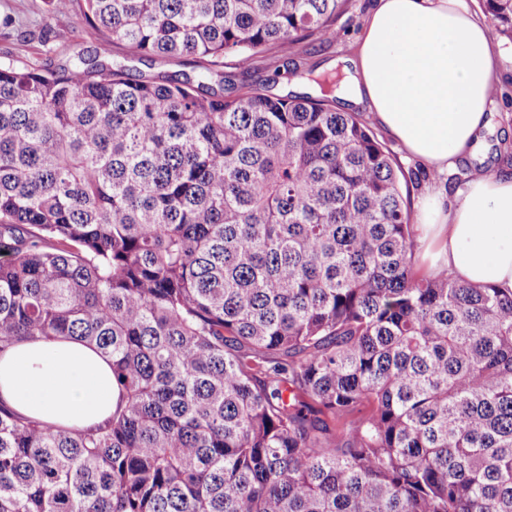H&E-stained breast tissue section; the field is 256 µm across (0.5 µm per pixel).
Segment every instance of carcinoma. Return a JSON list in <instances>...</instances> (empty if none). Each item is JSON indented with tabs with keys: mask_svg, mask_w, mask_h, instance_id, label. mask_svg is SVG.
<instances>
[{
	"mask_svg": "<svg viewBox=\"0 0 512 512\" xmlns=\"http://www.w3.org/2000/svg\"><path fill=\"white\" fill-rule=\"evenodd\" d=\"M45 5L98 47L0 64V352L94 344L121 399L84 430L0 407V512H512V293L416 274L341 75L224 94V58L333 43L350 0ZM157 57L202 64L130 78Z\"/></svg>",
	"mask_w": 512,
	"mask_h": 512,
	"instance_id": "obj_1",
	"label": "carcinoma"
}]
</instances>
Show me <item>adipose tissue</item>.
I'll use <instances>...</instances> for the list:
<instances>
[{"mask_svg": "<svg viewBox=\"0 0 512 512\" xmlns=\"http://www.w3.org/2000/svg\"><path fill=\"white\" fill-rule=\"evenodd\" d=\"M501 62L465 0H375L344 66V98L361 105L401 148L436 173L485 151ZM445 193L416 214L427 243L423 271L512 292V173L473 177L453 209ZM120 397L112 360L66 336L0 353V405L43 423L103 424Z\"/></svg>", "mask_w": 512, "mask_h": 512, "instance_id": "1", "label": "adipose tissue"}]
</instances>
